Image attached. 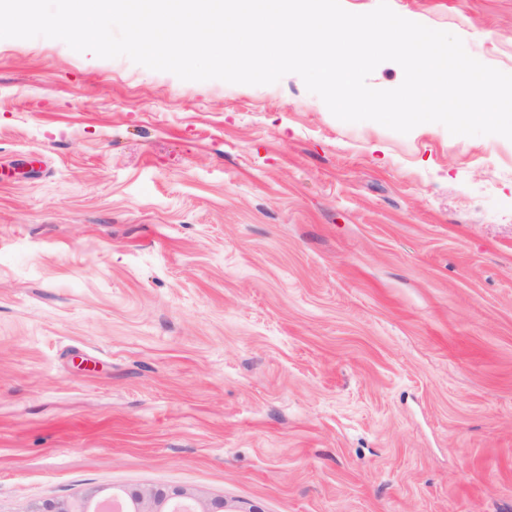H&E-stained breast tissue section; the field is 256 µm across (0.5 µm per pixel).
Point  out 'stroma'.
Returning a JSON list of instances; mask_svg holds the SVG:
<instances>
[{"mask_svg": "<svg viewBox=\"0 0 512 512\" xmlns=\"http://www.w3.org/2000/svg\"><path fill=\"white\" fill-rule=\"evenodd\" d=\"M113 486L512 512V140L0 39V512Z\"/></svg>", "mask_w": 512, "mask_h": 512, "instance_id": "obj_1", "label": "stroma"}]
</instances>
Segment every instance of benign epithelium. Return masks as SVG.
Listing matches in <instances>:
<instances>
[{
    "label": "benign epithelium",
    "instance_id": "obj_1",
    "mask_svg": "<svg viewBox=\"0 0 512 512\" xmlns=\"http://www.w3.org/2000/svg\"><path fill=\"white\" fill-rule=\"evenodd\" d=\"M121 501L126 512H177L182 502L191 504V512H258L254 506L243 508L220 499L205 501L193 493L180 489L144 487L126 490L95 489L66 500H45L31 503L18 512H103L109 501Z\"/></svg>",
    "mask_w": 512,
    "mask_h": 512
}]
</instances>
